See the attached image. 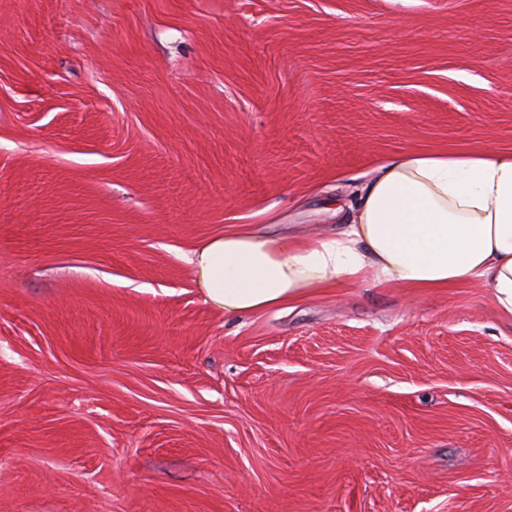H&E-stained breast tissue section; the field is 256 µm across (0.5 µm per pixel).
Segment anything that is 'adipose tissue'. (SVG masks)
I'll return each instance as SVG.
<instances>
[{
	"label": "adipose tissue",
	"instance_id": "obj_1",
	"mask_svg": "<svg viewBox=\"0 0 512 512\" xmlns=\"http://www.w3.org/2000/svg\"><path fill=\"white\" fill-rule=\"evenodd\" d=\"M346 229L293 239L240 227L190 258L208 301L256 313L365 281L404 288L486 282L512 314V153H407L357 192Z\"/></svg>",
	"mask_w": 512,
	"mask_h": 512
}]
</instances>
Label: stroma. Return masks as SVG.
<instances>
[{
    "label": "stroma",
    "mask_w": 512,
    "mask_h": 512,
    "mask_svg": "<svg viewBox=\"0 0 512 512\" xmlns=\"http://www.w3.org/2000/svg\"><path fill=\"white\" fill-rule=\"evenodd\" d=\"M512 153V0H0V512H512V315L229 316L192 253Z\"/></svg>",
    "instance_id": "1"
}]
</instances>
